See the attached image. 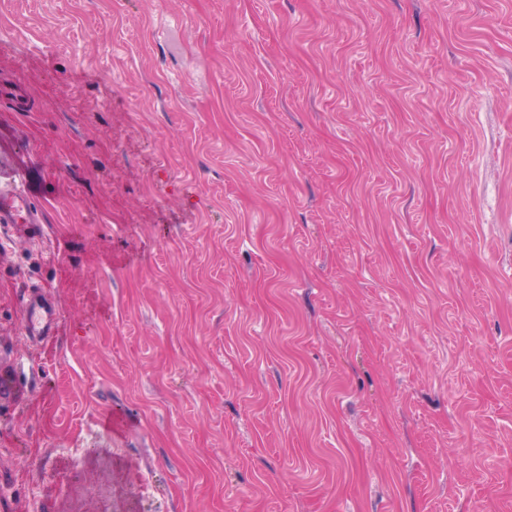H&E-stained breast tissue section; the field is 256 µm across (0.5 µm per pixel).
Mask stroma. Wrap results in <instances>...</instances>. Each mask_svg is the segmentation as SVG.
<instances>
[{"mask_svg": "<svg viewBox=\"0 0 512 512\" xmlns=\"http://www.w3.org/2000/svg\"><path fill=\"white\" fill-rule=\"evenodd\" d=\"M20 176L0 512H512V0H0ZM20 181L9 193H0V224H19V219H24L22 224L29 229L28 225L41 224V216L33 208L31 190ZM25 330L31 336H52L57 314L41 291H32L25 300Z\"/></svg>", "mask_w": 512, "mask_h": 512, "instance_id": "obj_1", "label": "stroma"}]
</instances>
